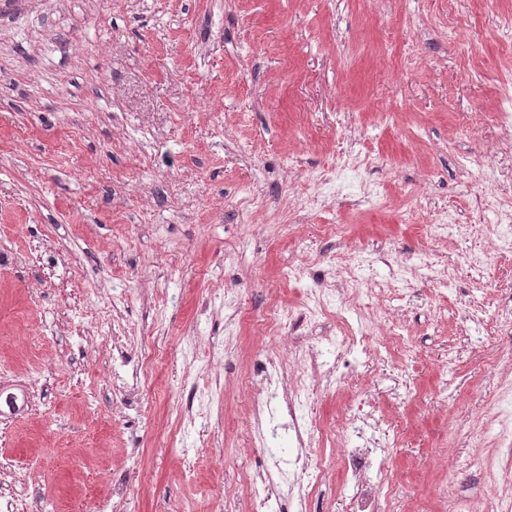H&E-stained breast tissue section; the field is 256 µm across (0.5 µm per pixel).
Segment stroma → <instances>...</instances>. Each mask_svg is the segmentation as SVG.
<instances>
[{
    "label": "stroma",
    "instance_id": "35a3bbf8",
    "mask_svg": "<svg viewBox=\"0 0 512 512\" xmlns=\"http://www.w3.org/2000/svg\"><path fill=\"white\" fill-rule=\"evenodd\" d=\"M507 12L512 0H0V388L29 394L0 414V468L23 506L41 492L48 512H80L117 481L141 512H249L247 482L274 453L254 434L266 355L296 376L291 339L320 346L364 315L368 351L343 353L334 395L311 400L332 433L319 449L341 458L362 415L405 512L461 497L494 512L512 465L484 431L512 384V334L496 324L512 252L475 205V161L512 179V139L489 122L512 70ZM321 171L332 193L299 210ZM443 207L461 235L433 233ZM328 224L337 282L372 295L263 336L255 314L324 286ZM464 251L484 259L481 279ZM425 257L447 263V285ZM116 330L152 359L120 385ZM389 333L412 362L387 356ZM197 383L223 400L203 433L181 421ZM202 438L184 479L182 451ZM349 493L336 469L306 512H345Z\"/></svg>",
    "mask_w": 512,
    "mask_h": 512
}]
</instances>
